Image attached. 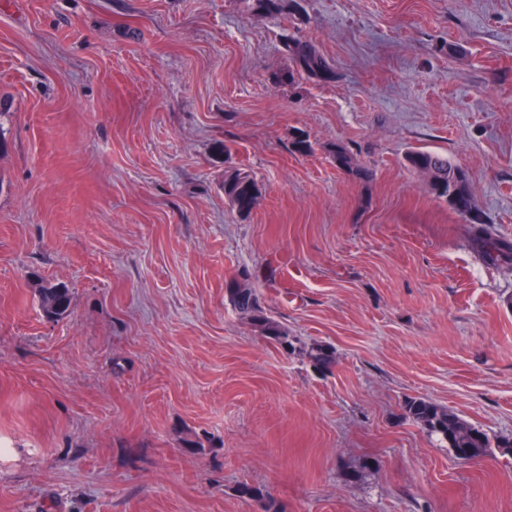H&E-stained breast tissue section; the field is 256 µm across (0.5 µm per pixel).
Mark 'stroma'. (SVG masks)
<instances>
[{
    "label": "stroma",
    "instance_id": "35a3bbf8",
    "mask_svg": "<svg viewBox=\"0 0 512 512\" xmlns=\"http://www.w3.org/2000/svg\"><path fill=\"white\" fill-rule=\"evenodd\" d=\"M0 135V512H264L244 484L286 512H512V264L405 161L465 169L512 242V0H0ZM413 398L490 453L459 462ZM282 45L298 73L322 81L332 78V72L326 60L313 44L286 34L282 37ZM257 184L244 168H231L224 172V195L240 215H249L257 198ZM36 293L39 308L47 319L58 321L70 315V290L64 283L41 281ZM228 292L235 310L249 319L257 332L279 344L288 342L287 333L264 312L254 288H249L247 284L236 283L232 288H228ZM405 409L409 418L422 424L448 444V448H451L458 459L478 460L488 455L492 448L489 438L482 430L450 409L425 399H411L406 403Z\"/></svg>",
    "mask_w": 512,
    "mask_h": 512
}]
</instances>
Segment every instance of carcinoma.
<instances>
[{
  "mask_svg": "<svg viewBox=\"0 0 512 512\" xmlns=\"http://www.w3.org/2000/svg\"><path fill=\"white\" fill-rule=\"evenodd\" d=\"M244 3L252 12L265 16H277L289 7L288 0H244ZM282 45L297 72L322 81L332 78L326 60L313 44L286 34L282 37ZM333 157L338 168L360 178H368L366 171L353 166L351 156L343 147L336 146ZM405 160L410 168L425 177L433 195L445 199L463 216L472 214L473 195L463 168L450 164L443 157L418 150L409 152ZM257 191V184L249 171L235 167L224 172V195L239 214L251 213ZM471 222V232L483 257L494 265L511 263L512 244L496 237L491 226L474 218ZM228 292L235 310L249 319L257 332L279 344L287 342V333L266 315L255 289L237 283ZM36 293L44 317L58 321L70 315V290L65 284L43 281L36 288ZM308 357L316 368L323 371L331 370L335 364L334 353L322 345L311 348ZM405 409L408 417L437 434L460 459L474 461L488 455L491 444L487 435L453 411L425 399H411ZM239 493L265 502V512H285L281 504L259 487L244 484Z\"/></svg>",
  "mask_w": 512,
  "mask_h": 512,
  "instance_id": "obj_1",
  "label": "carcinoma"
}]
</instances>
